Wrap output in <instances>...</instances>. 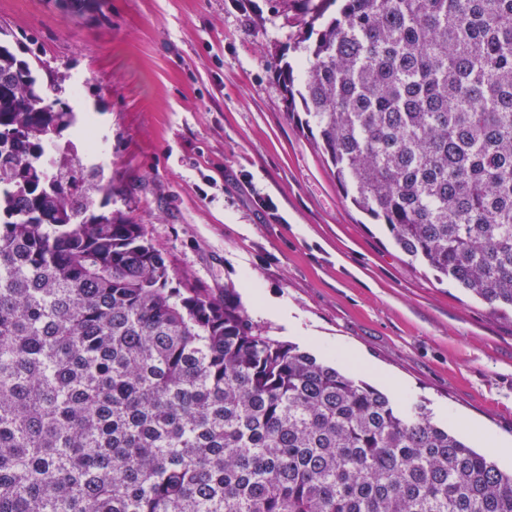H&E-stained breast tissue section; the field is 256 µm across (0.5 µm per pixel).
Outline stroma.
Segmentation results:
<instances>
[{
  "label": "stroma",
  "instance_id": "1",
  "mask_svg": "<svg viewBox=\"0 0 512 512\" xmlns=\"http://www.w3.org/2000/svg\"><path fill=\"white\" fill-rule=\"evenodd\" d=\"M0 27L33 38L106 116L85 166L123 189L94 210L143 224L174 271L249 318L411 402L472 447L512 455V317L411 264L343 196L289 114L280 71L301 70L295 16L278 0H107L76 17L50 0H0Z\"/></svg>",
  "mask_w": 512,
  "mask_h": 512
}]
</instances>
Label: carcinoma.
Instances as JSON below:
<instances>
[{
    "mask_svg": "<svg viewBox=\"0 0 512 512\" xmlns=\"http://www.w3.org/2000/svg\"><path fill=\"white\" fill-rule=\"evenodd\" d=\"M316 149L439 281L512 312V0H299ZM0 40V512H512V473L173 276Z\"/></svg>",
    "mask_w": 512,
    "mask_h": 512,
    "instance_id": "1",
    "label": "carcinoma"
}]
</instances>
